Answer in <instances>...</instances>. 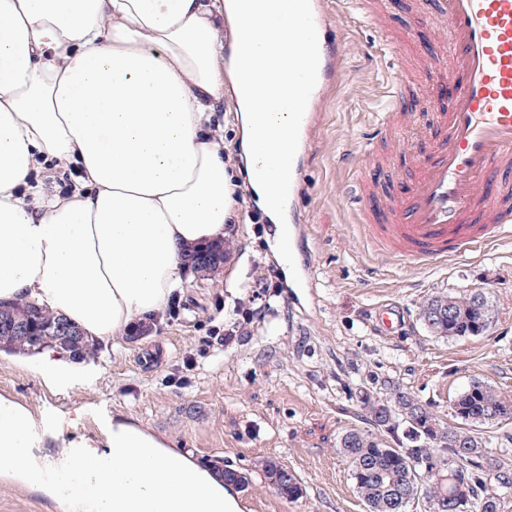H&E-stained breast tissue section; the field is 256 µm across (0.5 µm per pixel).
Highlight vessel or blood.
<instances>
[{
  "label": "vessel or blood",
  "instance_id": "vessel-or-blood-1",
  "mask_svg": "<svg viewBox=\"0 0 512 512\" xmlns=\"http://www.w3.org/2000/svg\"><path fill=\"white\" fill-rule=\"evenodd\" d=\"M441 2L443 45L455 59L454 68L434 78L436 87L453 89L441 132L400 192L381 194L361 180L351 190L375 256L413 268L512 234V0ZM303 36L309 53L296 73L318 89L333 76L335 46L317 15L307 18ZM408 102L406 86H396L381 132L392 131ZM292 119L299 137L288 163L296 166L316 114L296 112Z\"/></svg>",
  "mask_w": 512,
  "mask_h": 512
}]
</instances>
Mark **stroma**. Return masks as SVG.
I'll return each mask as SVG.
<instances>
[{
	"label": "stroma",
	"instance_id": "35a3bbf8",
	"mask_svg": "<svg viewBox=\"0 0 512 512\" xmlns=\"http://www.w3.org/2000/svg\"><path fill=\"white\" fill-rule=\"evenodd\" d=\"M319 2L343 52L338 80L315 101L319 127L291 216L313 287H299L296 271L277 255L273 225L244 194L225 259L235 276L190 273L160 320L144 333L102 342L95 356L76 361L67 385H51L24 356H0V396L31 412L43 453L104 445L119 416L200 464L221 457L255 470L270 457L296 474L302 498L281 497L257 477L237 494L243 512H367L336 447L346 429L369 426L359 402L363 379L393 378L449 423L452 400L471 381L512 391V238L424 269L379 265L347 205L352 181L363 176L381 191H399L439 127L430 76L451 61L424 50L440 43L447 26L437 0H402L384 15L392 32L413 33L418 44L401 62L351 0ZM402 82L414 95L411 118L375 138L387 95ZM265 274L273 286L256 299L261 314L243 338L208 359L201 373L186 375L184 358L201 347L210 326L234 321L236 306L254 299V283ZM473 288L492 291L489 331L455 341L430 336L417 316L420 304L437 291ZM382 302L405 312L390 336L374 324ZM182 375L188 384H176ZM64 510L43 489L0 477V512Z\"/></svg>",
	"mask_w": 512,
	"mask_h": 512
}]
</instances>
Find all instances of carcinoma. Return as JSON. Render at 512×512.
<instances>
[{"label":"carcinoma","mask_w":512,"mask_h":512,"mask_svg":"<svg viewBox=\"0 0 512 512\" xmlns=\"http://www.w3.org/2000/svg\"><path fill=\"white\" fill-rule=\"evenodd\" d=\"M226 253V243H215L190 251L184 261L195 270L207 268L224 262ZM418 318L435 338L479 336L495 319L492 292H434L420 305ZM6 320L29 324L37 338L8 332L1 326ZM61 320L29 300L0 303V351L52 349L74 359L95 354L98 342L81 331L67 340L57 336L55 327ZM361 403L377 432L352 427L342 434L337 448L350 464L354 488L368 512H396L397 503L403 505L402 512H443L445 501L464 480L468 497L463 512L474 507L478 512H508L507 501L498 498L500 489L488 488L483 473L495 474L499 485L512 484V470L491 458L477 428L512 418L511 391L472 381L452 404L454 416L463 423L459 428L449 427L437 412L390 380L361 390ZM411 460L425 465L411 469ZM209 467L237 488L245 490L253 482V471L222 458L209 461Z\"/></svg>","instance_id":"carcinoma-1"}]
</instances>
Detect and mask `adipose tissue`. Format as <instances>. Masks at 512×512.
<instances>
[{
	"label": "adipose tissue",
	"mask_w": 512,
	"mask_h": 512,
	"mask_svg": "<svg viewBox=\"0 0 512 512\" xmlns=\"http://www.w3.org/2000/svg\"><path fill=\"white\" fill-rule=\"evenodd\" d=\"M288 0H0V301L29 299L97 340L162 317L184 254L224 240L238 179L217 103L231 98L246 180L275 220L295 182L280 138L311 93ZM74 167L47 197L42 164ZM32 415L0 398V475L70 512H236L211 471L123 421L112 453H34Z\"/></svg>",
	"instance_id": "ef3b65f1"
}]
</instances>
